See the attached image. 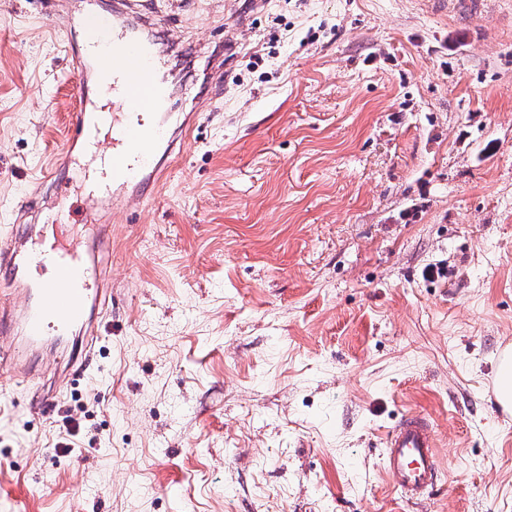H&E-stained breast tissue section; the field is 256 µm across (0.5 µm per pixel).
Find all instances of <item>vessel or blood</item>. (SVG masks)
Returning <instances> with one entry per match:
<instances>
[{"label":"vessel or blood","mask_w":512,"mask_h":512,"mask_svg":"<svg viewBox=\"0 0 512 512\" xmlns=\"http://www.w3.org/2000/svg\"><path fill=\"white\" fill-rule=\"evenodd\" d=\"M150 0H115L111 16L97 15V0H83L92 18L82 44H67L68 65L80 98L67 133V166L44 178L59 199H74L87 214L110 199L126 196L133 206L157 187L168 157L187 134L170 130L164 108L169 96L161 75L164 52L154 35ZM96 248L49 242L33 226L13 225L0 234V271L12 286L14 302L0 306V371L29 376L22 345L41 344L79 330L69 365L87 364L105 305V280ZM385 468L394 486L410 499L433 489L440 472L427 415L413 413L386 438Z\"/></svg>","instance_id":"vessel-or-blood-1"}]
</instances>
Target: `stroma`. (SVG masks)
<instances>
[{
    "label": "stroma",
    "instance_id": "stroma-1",
    "mask_svg": "<svg viewBox=\"0 0 512 512\" xmlns=\"http://www.w3.org/2000/svg\"><path fill=\"white\" fill-rule=\"evenodd\" d=\"M158 191L111 224L89 366L0 377V512H512V0H154ZM40 0H0V230L77 101ZM222 51L224 92L197 107ZM436 426L421 500L384 473ZM80 427L67 432L63 418ZM495 396L505 410L512 407V368L509 367L507 350L498 358ZM385 468L394 486L408 499L425 496L440 472L427 415L413 413L395 424L386 438Z\"/></svg>",
    "mask_w": 512,
    "mask_h": 512
}]
</instances>
